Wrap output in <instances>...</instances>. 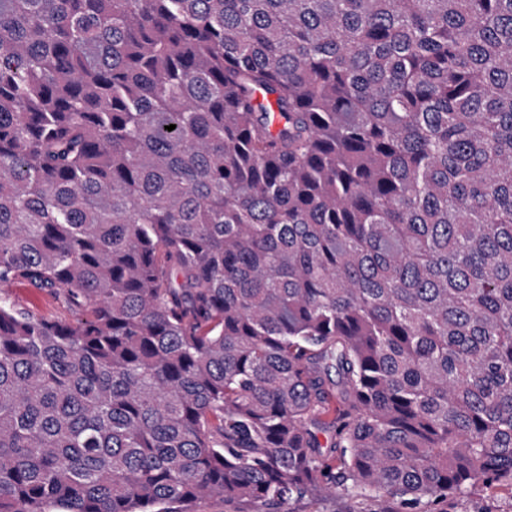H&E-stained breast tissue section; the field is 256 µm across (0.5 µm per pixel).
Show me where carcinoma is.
<instances>
[{
	"instance_id": "cac0c4a2",
	"label": "carcinoma",
	"mask_w": 512,
	"mask_h": 512,
	"mask_svg": "<svg viewBox=\"0 0 512 512\" xmlns=\"http://www.w3.org/2000/svg\"><path fill=\"white\" fill-rule=\"evenodd\" d=\"M15 282L0 512L512 486V0H0ZM1 294L35 317L63 321H73L76 318L75 312L61 297L55 293L32 288L25 283H15L9 287L0 288Z\"/></svg>"
}]
</instances>
